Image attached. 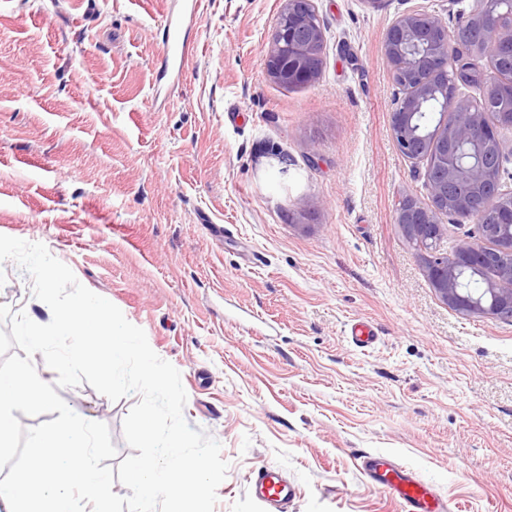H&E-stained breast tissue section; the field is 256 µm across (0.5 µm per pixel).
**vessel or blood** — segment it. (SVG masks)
<instances>
[{"mask_svg":"<svg viewBox=\"0 0 512 512\" xmlns=\"http://www.w3.org/2000/svg\"><path fill=\"white\" fill-rule=\"evenodd\" d=\"M200 6L201 0H182L179 17L166 19V53L160 62L161 73L182 75L189 58L194 55L197 45L187 40L186 33L197 25L201 17ZM365 466L373 484L397 497L404 512H446L445 505L435 500L416 477L396 462L369 455L365 458ZM251 491L265 512H285L294 497L293 486L268 466L258 470L251 482Z\"/></svg>","mask_w":512,"mask_h":512,"instance_id":"1","label":"vessel or blood"}]
</instances>
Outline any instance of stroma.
Listing matches in <instances>:
<instances>
[{"label":"stroma","instance_id":"stroma-1","mask_svg":"<svg viewBox=\"0 0 512 512\" xmlns=\"http://www.w3.org/2000/svg\"><path fill=\"white\" fill-rule=\"evenodd\" d=\"M174 2L0 0V234L44 244L178 369L228 464L214 512H263L264 466L287 512H403L362 467L377 453L450 512H512V322L449 308L395 222L428 191L392 136L385 38L448 0H314L322 73L291 89L265 69L282 0H205L196 56L161 79ZM31 286L0 262V305L46 320ZM58 394L108 427V466L131 455L138 395ZM255 499L265 512H283L294 498V488L272 467H261L251 482Z\"/></svg>","mask_w":512,"mask_h":512}]
</instances>
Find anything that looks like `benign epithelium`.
Wrapping results in <instances>:
<instances>
[{"instance_id": "7a95c632", "label": "benign epithelium", "mask_w": 512, "mask_h": 512, "mask_svg": "<svg viewBox=\"0 0 512 512\" xmlns=\"http://www.w3.org/2000/svg\"><path fill=\"white\" fill-rule=\"evenodd\" d=\"M508 5L509 23L499 8ZM266 55V72L288 88L315 82L321 74L325 33L313 0H283ZM385 55L395 84L404 90L391 114L396 145L407 158L425 161L428 202L412 196L398 201L395 223L419 251L439 298L462 315L512 322V193L502 189L504 163L512 161L502 131L512 130V85L501 83L502 61L512 67V0H472L455 15V27L424 12L402 15L388 29ZM490 54L478 80L475 102L459 97L457 86L472 81V61ZM454 77L448 78V68ZM441 104L439 120L426 134L416 116L430 101ZM478 224L480 239L461 240L440 251L446 225ZM484 282L474 297L462 275Z\"/></svg>"}]
</instances>
